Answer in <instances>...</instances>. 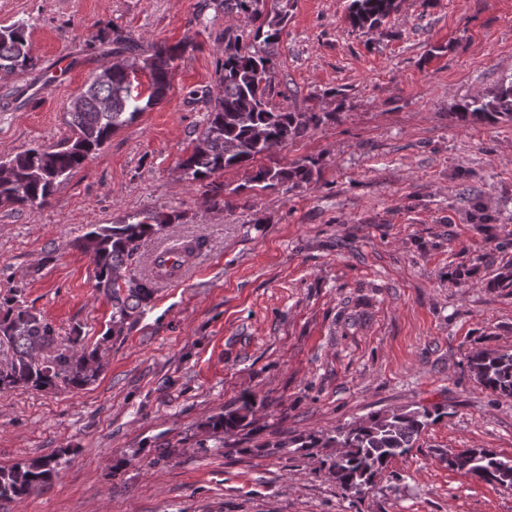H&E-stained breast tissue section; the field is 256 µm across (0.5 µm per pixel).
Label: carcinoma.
<instances>
[{"label":"carcinoma","mask_w":512,"mask_h":512,"mask_svg":"<svg viewBox=\"0 0 512 512\" xmlns=\"http://www.w3.org/2000/svg\"><path fill=\"white\" fill-rule=\"evenodd\" d=\"M290 0H224V13L244 17L250 29L226 35L224 58L218 70L220 88L212 98L206 124L193 141L191 152L179 162L187 182L204 190L215 206L227 207L234 188L220 181L224 171L251 168L247 182L262 190L311 182L315 162L297 161L287 168L251 167L255 159L304 137L333 117L310 106L302 112L271 106L275 74L274 48L288 23ZM399 9V0H350L348 21L366 34L378 30ZM95 41L112 47V77L102 83L90 80L80 93L82 104L67 109L71 136L54 146H37L0 162V205L33 207L47 202L55 187L68 179L118 129L158 104L172 87L175 61L194 44L157 43L151 54L140 58L141 48L118 29L101 28ZM137 65L149 75V94L131 89L125 68ZM35 68L27 48L24 25L0 27V71L20 73ZM449 116L458 122L494 124L512 119V76L490 95L474 96L458 105ZM174 215L134 213L115 224H95L76 246L93 264L95 287L112 304V326L103 339L123 331L127 321L140 313L154 294L155 278L131 274L140 249ZM0 389L53 388L60 384L80 387L101 370L99 347L82 344L80 331L69 344H58L54 327L13 293L0 299ZM474 381L496 396L512 397V349H476L468 356ZM254 402L241 397L239 405L217 415L215 433L231 435L247 426ZM446 416L439 407L394 409L374 412L336 428V435L321 441L309 437L302 448H344L324 461L328 474L340 487L362 495L374 485V477L389 462L407 455L423 430ZM60 457L48 456L0 468V499L13 500L31 494L57 473ZM448 468L489 484L512 488V456L488 448H465L455 453Z\"/></svg>","instance_id":"1"}]
</instances>
